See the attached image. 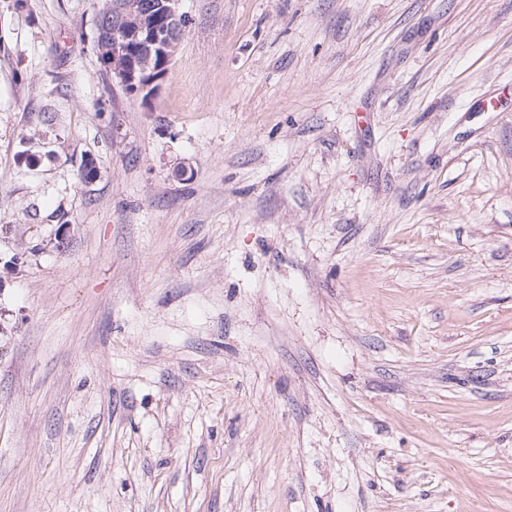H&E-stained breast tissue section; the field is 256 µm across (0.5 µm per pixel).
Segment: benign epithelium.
<instances>
[{
  "label": "benign epithelium",
  "instance_id": "1",
  "mask_svg": "<svg viewBox=\"0 0 512 512\" xmlns=\"http://www.w3.org/2000/svg\"><path fill=\"white\" fill-rule=\"evenodd\" d=\"M94 23V49L106 71L148 103L163 76L162 63L172 60L185 30L178 0H107ZM135 48L143 61L130 57ZM156 59L161 65H154Z\"/></svg>",
  "mask_w": 512,
  "mask_h": 512
}]
</instances>
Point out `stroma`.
<instances>
[{"mask_svg":"<svg viewBox=\"0 0 512 512\" xmlns=\"http://www.w3.org/2000/svg\"><path fill=\"white\" fill-rule=\"evenodd\" d=\"M101 3L0 0V512H512V0H179L147 104Z\"/></svg>","mask_w":512,"mask_h":512,"instance_id":"35a3bbf8","label":"stroma"}]
</instances>
